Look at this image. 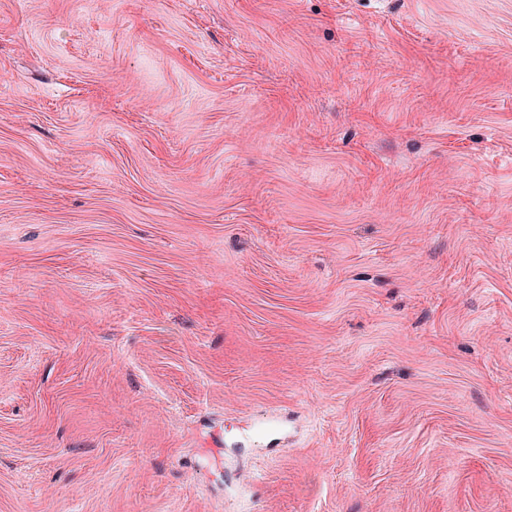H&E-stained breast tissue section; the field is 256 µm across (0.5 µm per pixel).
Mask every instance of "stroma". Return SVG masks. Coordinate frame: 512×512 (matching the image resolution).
<instances>
[{"label": "stroma", "instance_id": "1", "mask_svg": "<svg viewBox=\"0 0 512 512\" xmlns=\"http://www.w3.org/2000/svg\"><path fill=\"white\" fill-rule=\"evenodd\" d=\"M0 512H512V0H0Z\"/></svg>", "mask_w": 512, "mask_h": 512}]
</instances>
